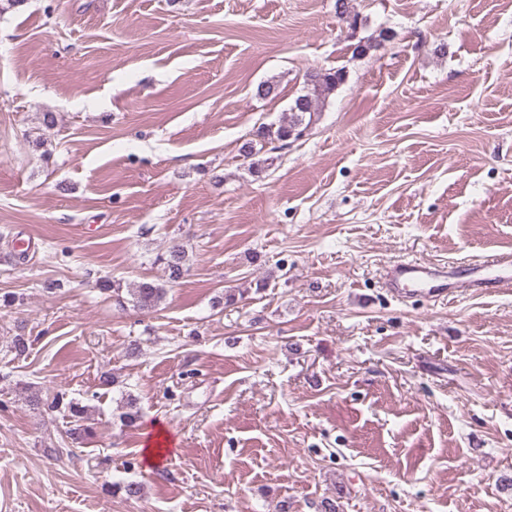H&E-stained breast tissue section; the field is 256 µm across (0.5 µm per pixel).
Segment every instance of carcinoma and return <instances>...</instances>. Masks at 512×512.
I'll return each mask as SVG.
<instances>
[{"label":"carcinoma","mask_w":512,"mask_h":512,"mask_svg":"<svg viewBox=\"0 0 512 512\" xmlns=\"http://www.w3.org/2000/svg\"><path fill=\"white\" fill-rule=\"evenodd\" d=\"M336 14L348 25L352 31H357L364 25L365 19L355 10L352 0H336ZM393 30L382 28L376 37H370L359 41L354 52L362 55L372 49H376L383 43L390 41ZM346 80V71L342 68L336 70L316 71L306 74L304 94L296 97L289 108L288 122L279 125L277 128L267 127L260 132V137L270 142H285L294 137L299 138L304 130L306 116H314L318 111L319 104L323 103L336 89ZM161 262L166 275V282L176 284L182 279L187 265V254L178 245L172 246L167 253L157 257ZM97 287L104 293H112L113 299L119 305L129 302L133 307L143 311H154L158 309L166 298V288L152 282L139 281L131 287L124 289L116 281L101 279ZM129 296V301H124V296ZM31 405L36 407L45 406L50 411L64 410L72 419L74 427L69 429L72 439L78 440L89 436L92 427L86 424L88 408L76 399L67 398L64 392H57L52 395L51 400L46 401L39 393L34 392L29 398ZM125 411L119 415L120 422L126 427H133L140 418L141 409L137 398L127 395L124 402Z\"/></svg>","instance_id":"obj_1"}]
</instances>
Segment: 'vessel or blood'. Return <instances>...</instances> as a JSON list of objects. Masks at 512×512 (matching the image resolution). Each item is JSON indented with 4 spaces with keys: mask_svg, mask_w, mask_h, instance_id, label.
<instances>
[{
    "mask_svg": "<svg viewBox=\"0 0 512 512\" xmlns=\"http://www.w3.org/2000/svg\"><path fill=\"white\" fill-rule=\"evenodd\" d=\"M385 283L397 297L423 293L436 301L490 288H512V253L491 259L477 256L449 266L404 259L388 265Z\"/></svg>",
    "mask_w": 512,
    "mask_h": 512,
    "instance_id": "1",
    "label": "vessel or blood"
}]
</instances>
